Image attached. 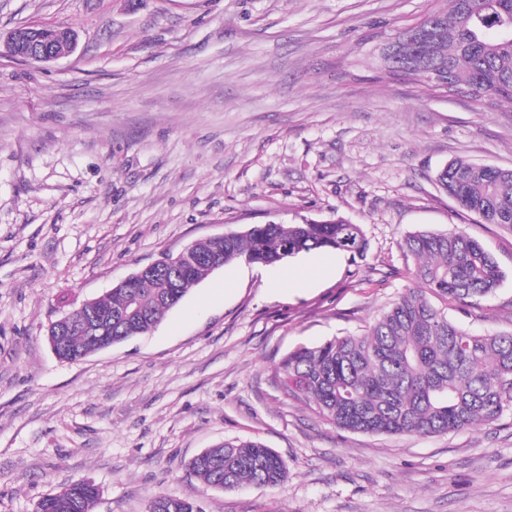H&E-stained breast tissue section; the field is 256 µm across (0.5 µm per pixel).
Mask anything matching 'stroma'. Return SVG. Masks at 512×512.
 Returning <instances> with one entry per match:
<instances>
[{
    "label": "stroma",
    "instance_id": "1",
    "mask_svg": "<svg viewBox=\"0 0 512 512\" xmlns=\"http://www.w3.org/2000/svg\"><path fill=\"white\" fill-rule=\"evenodd\" d=\"M444 0H0V34L71 28L68 56L0 57V512L87 480L92 512L158 494L202 512H512V419L442 435L336 429L281 390L299 346L362 332L407 289L415 231L461 230L498 261L448 317L512 332V230L436 183L455 158L512 168V104L390 75L399 28ZM342 216L364 256L226 265L151 333L78 361L46 329L191 241ZM228 439L285 461L278 486H204Z\"/></svg>",
    "mask_w": 512,
    "mask_h": 512
}]
</instances>
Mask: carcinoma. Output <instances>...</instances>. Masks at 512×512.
<instances>
[{"instance_id":"1","label":"carcinoma","mask_w":512,"mask_h":512,"mask_svg":"<svg viewBox=\"0 0 512 512\" xmlns=\"http://www.w3.org/2000/svg\"><path fill=\"white\" fill-rule=\"evenodd\" d=\"M397 33V52L382 58L394 75H418L431 86L477 102L512 103V37L489 39L512 26V0H446ZM440 187L486 224L512 228V168L455 159L437 174ZM369 243L359 224L343 218L304 224L270 221L229 231L200 246L209 261L178 267L160 257L131 287L114 288L93 304L94 321L119 343L146 334L212 274L215 263L271 265L302 252L364 254ZM415 258L417 287L391 303L360 335L299 347L281 362L286 396L313 406L347 432L440 435L469 429L512 412V332L476 335L448 319L446 303L466 304L491 295L503 279L495 257L462 231H419L404 238ZM102 347L75 326L63 336L60 358L77 360ZM194 475L208 487L231 490L243 483L274 486L287 466L257 440H226L197 455ZM97 497L88 482H74L42 498L35 512H87ZM148 512H200L191 499L153 496Z\"/></svg>"}]
</instances>
